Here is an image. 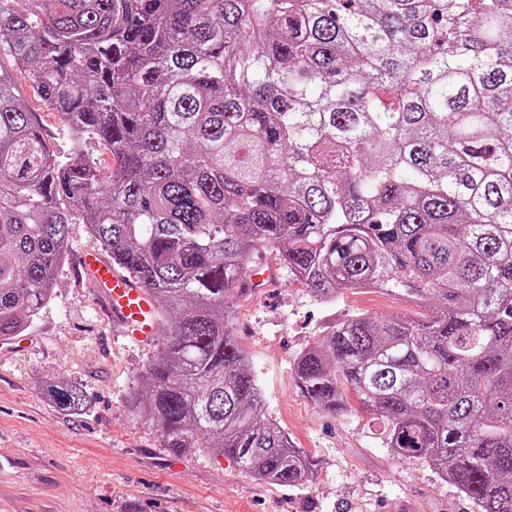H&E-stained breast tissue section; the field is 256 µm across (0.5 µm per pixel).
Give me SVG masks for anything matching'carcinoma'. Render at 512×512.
I'll list each match as a JSON object with an SVG mask.
<instances>
[{"label":"carcinoma","mask_w":512,"mask_h":512,"mask_svg":"<svg viewBox=\"0 0 512 512\" xmlns=\"http://www.w3.org/2000/svg\"><path fill=\"white\" fill-rule=\"evenodd\" d=\"M2 47L72 139L58 159L0 66L1 339L52 300L78 212L156 305L129 411L175 454L302 486L315 462L230 333L250 251L275 246L320 301L429 310L327 327L294 365L305 396L338 415L351 389L398 458L512 512V0H0Z\"/></svg>","instance_id":"1"}]
</instances>
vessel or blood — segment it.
Listing matches in <instances>:
<instances>
[{
    "label": "vessel or blood",
    "mask_w": 512,
    "mask_h": 512,
    "mask_svg": "<svg viewBox=\"0 0 512 512\" xmlns=\"http://www.w3.org/2000/svg\"><path fill=\"white\" fill-rule=\"evenodd\" d=\"M83 268L99 289L102 311L113 327L138 344L155 343L158 339L156 311L148 293L101 254L87 255ZM277 280L275 263L261 259L248 277L247 285L262 289L273 286Z\"/></svg>",
    "instance_id": "obj_1"
}]
</instances>
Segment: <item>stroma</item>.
Here are the masks:
<instances>
[{"label": "stroma", "mask_w": 512, "mask_h": 512, "mask_svg": "<svg viewBox=\"0 0 512 512\" xmlns=\"http://www.w3.org/2000/svg\"><path fill=\"white\" fill-rule=\"evenodd\" d=\"M18 91L66 156L70 134L45 111L27 73ZM98 245L86 225L69 227L67 258L50 303L24 331L21 347L0 352V512H475L473 503L425 463L402 460L360 404L343 415L319 409L297 387L296 357L347 315L420 317L424 309L380 290L320 302L280 269V284L238 290L232 335L247 354L268 416L316 467L297 488L260 481L214 452L176 455L158 428L133 416L129 393L157 346L124 341L103 314L82 270ZM68 381L85 408L70 414L45 387Z\"/></svg>", "instance_id": "35a3bbf8"}]
</instances>
